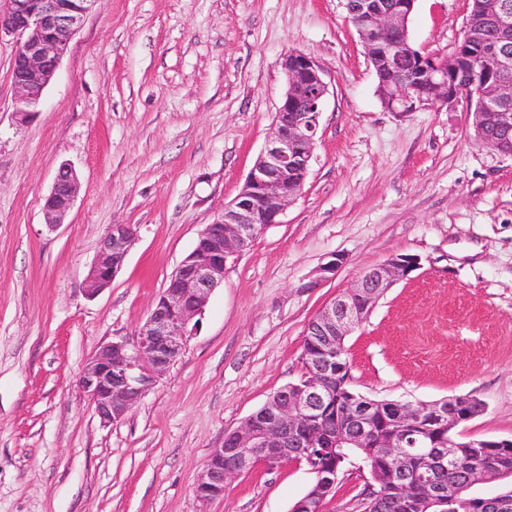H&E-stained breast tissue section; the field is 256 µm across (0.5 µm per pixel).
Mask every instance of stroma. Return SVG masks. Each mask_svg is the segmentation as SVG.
Here are the masks:
<instances>
[{"mask_svg":"<svg viewBox=\"0 0 512 512\" xmlns=\"http://www.w3.org/2000/svg\"><path fill=\"white\" fill-rule=\"evenodd\" d=\"M470 0H417L412 43L450 55ZM14 37L0 38V512H289L313 477L285 462L201 501L212 449L304 373L309 321L362 271L411 254L345 339L351 386L376 400L471 396L456 439H512V155L478 145L465 101L392 112L341 0H94L43 93L14 117ZM328 84L304 191L227 263L178 361L117 423L75 380L131 337L199 233L240 192L285 87L282 57ZM64 223L42 205L62 164ZM137 239L110 288L85 278L110 225ZM339 254L336 273L321 265ZM369 470L322 512H361ZM79 188L77 173L69 166H61L50 192L44 198L43 215L49 229L54 230L64 223L75 203Z\"/></svg>","mask_w":512,"mask_h":512,"instance_id":"1","label":"stroma"}]
</instances>
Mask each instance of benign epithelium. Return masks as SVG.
I'll return each mask as SVG.
<instances>
[{"label":"benign epithelium","mask_w":512,"mask_h":512,"mask_svg":"<svg viewBox=\"0 0 512 512\" xmlns=\"http://www.w3.org/2000/svg\"><path fill=\"white\" fill-rule=\"evenodd\" d=\"M94 0H3L0 4V38L15 36L18 46L12 80L18 92L15 115L19 123L35 113L42 95L67 53L72 36L89 13ZM416 0H400L392 9H381L364 0L359 12L357 33L367 58L382 57L387 62L388 95L384 105L391 112H411L416 108L411 88L397 76L400 47H411L408 21ZM495 21L506 33L512 31V8L506 0L493 7ZM403 32L401 45L392 40ZM420 67L436 85V104L446 106L475 95L484 111L485 122L498 125L512 118L497 111L502 99H512V81L461 86L448 83L447 60L441 56L418 54ZM286 89L273 119L265 148L246 177L237 198L224 206L199 234L195 249L187 254L167 287L156 299L146 320L132 337L103 345L83 366L76 384L94 408L103 425L119 421L151 391L176 363L187 339L198 324L211 292L224 282L227 262L244 250L270 225L279 223L285 208L302 194L313 158L328 85L318 62L304 52H292L281 60ZM302 109L288 111V102ZM80 188L77 173L63 165L44 198L45 225L54 230L64 224ZM136 233L128 224H113L101 240L86 278L85 291L94 297L111 287L135 244ZM419 265L412 255L397 254L384 263L365 270L347 292L319 312L307 325L312 337L310 355L301 378L288 390L271 396L257 415H250L232 431L233 447L211 450L194 486L196 496L211 500L224 495V487L234 476L260 463L269 468L294 458L306 462L317 484L300 499L291 512H320L334 491L336 480L314 460L312 449L323 436V419L330 401L333 381L346 371L331 351L341 354L344 340L362 325L385 290L407 277ZM344 411L347 424L337 432V440L357 443L353 432L375 433V447L382 449L378 465L370 470L383 485L389 481L406 494L412 484L401 477L399 448L401 433H412L422 448L433 449L437 462H453L460 444L448 447L449 432L465 421L471 398L452 396L430 403H417L401 411L394 424L375 411L377 402L346 393ZM426 501L445 506L448 498L462 499L467 488L442 487L432 477L425 480ZM479 512L512 509V498L498 491L475 500Z\"/></svg>","instance_id":"1"}]
</instances>
